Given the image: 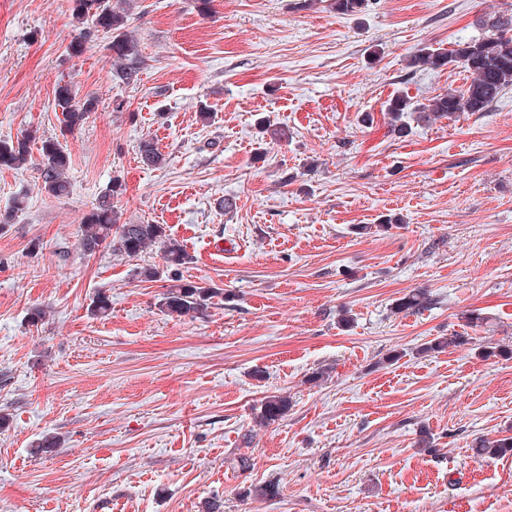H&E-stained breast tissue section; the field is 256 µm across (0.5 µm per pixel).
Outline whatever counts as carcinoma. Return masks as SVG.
Returning <instances> with one entry per match:
<instances>
[{"mask_svg": "<svg viewBox=\"0 0 512 512\" xmlns=\"http://www.w3.org/2000/svg\"><path fill=\"white\" fill-rule=\"evenodd\" d=\"M73 11L80 23L89 22L103 33L108 42L106 49L117 62L113 72L115 80L131 85L145 65L139 44L129 31L127 11H118L110 0H73ZM367 6V0H330L328 8L341 15H355ZM485 32L479 37L459 42L447 52L423 47L409 57L408 67L438 70L449 64L460 66L471 73L469 86L460 91L438 94L422 106H412L411 98L403 93L391 100L388 119L391 131L401 134L404 130V112H420L427 119L451 117L460 112H485L506 90L512 87V12L494 14L484 21ZM55 102L63 115V131L72 133L82 126L95 110L96 101L88 97L77 99L72 86L59 84L55 89ZM36 132L30 131L16 140H0V168H15L30 157L31 143ZM141 161L151 167L163 163V156L154 139L142 138L137 144ZM39 166L43 188L52 196L62 198L69 193L66 172L70 158L56 138L41 141ZM125 192V184L112 180L108 191L87 214L82 225L81 248L87 255L101 250L113 254L137 258L148 248L161 246L166 269L178 271L192 261V257L178 240L166 234L161 224H119L112 206V199ZM171 285L162 294L160 307L178 317L201 318L216 305L215 299H224L221 288L202 285L181 277L170 278ZM432 304L430 294L416 289L397 300L395 311L416 312L428 309ZM466 342L459 335L440 337L422 348L424 352L438 351ZM288 397L270 395L261 402L256 415L259 423L269 425L288 412ZM476 453L496 458L512 453V436L498 439L481 438L475 442Z\"/></svg>", "mask_w": 512, "mask_h": 512, "instance_id": "carcinoma-1", "label": "carcinoma"}]
</instances>
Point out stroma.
Masks as SVG:
<instances>
[{"label":"stroma","mask_w":512,"mask_h":512,"mask_svg":"<svg viewBox=\"0 0 512 512\" xmlns=\"http://www.w3.org/2000/svg\"><path fill=\"white\" fill-rule=\"evenodd\" d=\"M127 9L146 61L129 86L104 39L70 53L72 0H0V139H60L71 183L47 194L35 154L0 168V210L25 201L0 229V512H512V455L472 450L512 435V90L485 112L406 114L402 136L387 115L401 92L466 88L462 68L410 55L479 35L512 0ZM60 83L97 100L68 135ZM146 136L160 168L137 158ZM116 176L120 223L164 225L192 257L183 277L223 289L207 316L160 308L167 278L137 273L164 268L159 247L82 251ZM415 289L432 306L395 312ZM454 333L467 344L423 352ZM274 394L288 412L259 425ZM46 433L61 446L37 452Z\"/></svg>","instance_id":"1"}]
</instances>
